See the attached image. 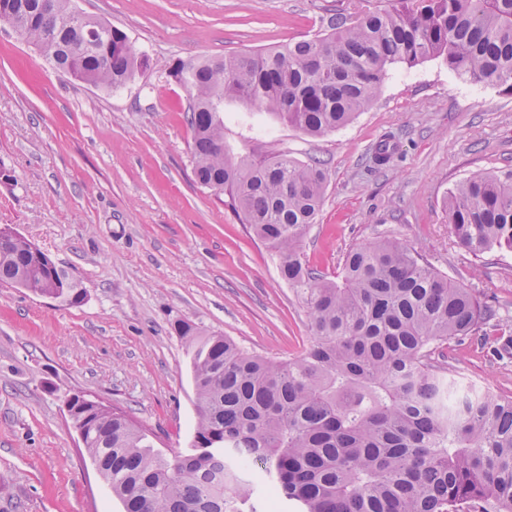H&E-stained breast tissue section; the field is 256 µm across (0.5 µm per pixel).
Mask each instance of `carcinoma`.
<instances>
[{"label":"carcinoma","mask_w":512,"mask_h":512,"mask_svg":"<svg viewBox=\"0 0 512 512\" xmlns=\"http://www.w3.org/2000/svg\"><path fill=\"white\" fill-rule=\"evenodd\" d=\"M0 0V21L39 47L59 44L61 72L108 89L129 81L127 36L85 17L109 49L80 55L62 28L71 0ZM392 11L330 19L327 32L257 51L180 62L198 181L279 258L282 278L308 308L309 342L287 361L250 354L225 336L179 328L196 394L190 446L171 454L123 412L70 398L84 448L124 512H258L253 467L270 492L301 512H512V397L458 395L448 341L494 316L467 289L397 238L343 258L333 281L303 263L301 242L326 189L321 160L287 154L234 161L223 104L238 99L320 137L368 109L396 62L443 58L467 81L512 94V0H398ZM458 244L474 254L512 251V172H475L448 196ZM71 303L82 292L32 244L0 227V284Z\"/></svg>","instance_id":"obj_1"}]
</instances>
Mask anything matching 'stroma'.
Masks as SVG:
<instances>
[{
	"label": "stroma",
	"mask_w": 512,
	"mask_h": 512,
	"mask_svg": "<svg viewBox=\"0 0 512 512\" xmlns=\"http://www.w3.org/2000/svg\"><path fill=\"white\" fill-rule=\"evenodd\" d=\"M124 31L140 64L124 87L59 72L0 22V226L10 225L83 292L69 304L0 285V512H122L66 411L83 395L120 407L184 448L193 433L190 324L276 360L299 355L308 310L279 259L195 176L176 63L272 48L336 14L397 0H72ZM398 145L377 165L383 139ZM224 139L241 160H324L327 187L302 259L329 278L351 248L394 237L495 310L444 353L458 390L512 396V253L477 257L448 222L450 191L475 171L512 170V96L439 58L395 63L373 104L312 138L238 100Z\"/></svg>",
	"instance_id": "35a3bbf8"
}]
</instances>
